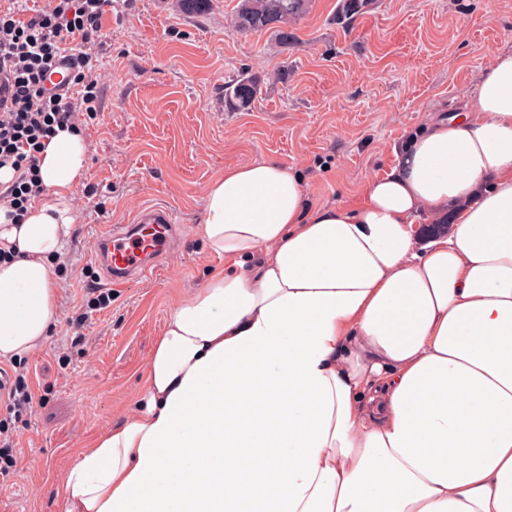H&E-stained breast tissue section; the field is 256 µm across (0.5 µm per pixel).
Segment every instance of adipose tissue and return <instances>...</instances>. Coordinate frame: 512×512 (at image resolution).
Returning a JSON list of instances; mask_svg holds the SVG:
<instances>
[{"instance_id": "ef3b65f1", "label": "adipose tissue", "mask_w": 512, "mask_h": 512, "mask_svg": "<svg viewBox=\"0 0 512 512\" xmlns=\"http://www.w3.org/2000/svg\"><path fill=\"white\" fill-rule=\"evenodd\" d=\"M38 158L41 201L18 224L0 207L3 359L52 330L85 140ZM199 232L224 266L62 473L60 512H512V50L350 203L309 207L271 158L210 183Z\"/></svg>"}]
</instances>
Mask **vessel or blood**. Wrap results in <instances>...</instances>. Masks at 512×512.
Here are the masks:
<instances>
[{
    "label": "vessel or blood",
    "mask_w": 512,
    "mask_h": 512,
    "mask_svg": "<svg viewBox=\"0 0 512 512\" xmlns=\"http://www.w3.org/2000/svg\"><path fill=\"white\" fill-rule=\"evenodd\" d=\"M175 221L169 207L152 204L131 223L105 226L95 261L104 271L107 287H120L133 275L154 271L169 245Z\"/></svg>",
    "instance_id": "1"
}]
</instances>
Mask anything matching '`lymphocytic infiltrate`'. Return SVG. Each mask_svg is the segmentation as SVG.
Segmentation results:
<instances>
[{"instance_id": "1", "label": "lymphocytic infiltrate", "mask_w": 512, "mask_h": 512, "mask_svg": "<svg viewBox=\"0 0 512 512\" xmlns=\"http://www.w3.org/2000/svg\"><path fill=\"white\" fill-rule=\"evenodd\" d=\"M28 0H13L0 10V62L9 66L12 102L0 112V168L13 171L0 186V204L14 221H21L42 194L38 154L56 130H80L99 115L100 97L95 73L103 51L102 31L112 0H47L27 15ZM75 51L78 64L68 96L45 94L42 83L51 63ZM36 396L26 373L0 371V476L9 477L16 465V438Z\"/></svg>"}]
</instances>
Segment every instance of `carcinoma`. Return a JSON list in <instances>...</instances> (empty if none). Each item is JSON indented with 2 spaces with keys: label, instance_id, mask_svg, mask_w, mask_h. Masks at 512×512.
<instances>
[{
  "label": "carcinoma",
  "instance_id": "1",
  "mask_svg": "<svg viewBox=\"0 0 512 512\" xmlns=\"http://www.w3.org/2000/svg\"><path fill=\"white\" fill-rule=\"evenodd\" d=\"M211 0H177V7L185 14H199L208 10ZM311 0H239L230 23L237 33L275 29L282 39H288V26L305 16ZM259 94L258 84L247 78L224 85V102L234 110L251 108Z\"/></svg>",
  "mask_w": 512,
  "mask_h": 512
}]
</instances>
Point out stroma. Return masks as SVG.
<instances>
[{
	"mask_svg": "<svg viewBox=\"0 0 512 512\" xmlns=\"http://www.w3.org/2000/svg\"><path fill=\"white\" fill-rule=\"evenodd\" d=\"M338 2L313 0L284 41L233 32L238 0H213L199 15L176 0H115L55 323L26 357L44 401L20 433L15 473L0 480V512H58V478L76 449L131 406L176 301L223 267L199 227L206 189L225 167L275 158L299 171L312 206L348 203L389 171L426 115L466 109L494 52L512 49V0H364L350 21L337 17ZM242 77L261 94L233 112L224 85ZM151 203L180 220L171 251L70 329L87 285L104 283L87 278L101 230Z\"/></svg>",
	"mask_w": 512,
	"mask_h": 512,
	"instance_id": "1",
	"label": "stroma"
}]
</instances>
